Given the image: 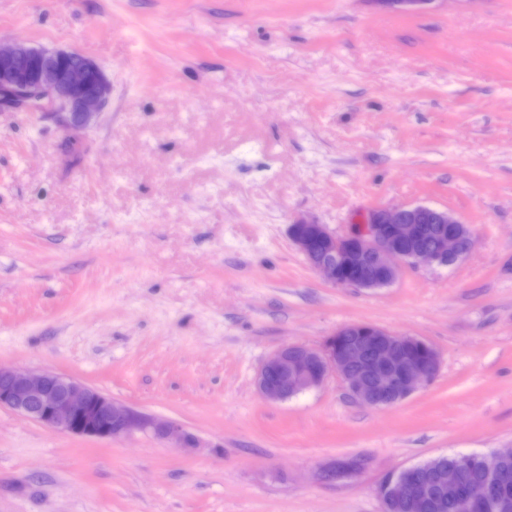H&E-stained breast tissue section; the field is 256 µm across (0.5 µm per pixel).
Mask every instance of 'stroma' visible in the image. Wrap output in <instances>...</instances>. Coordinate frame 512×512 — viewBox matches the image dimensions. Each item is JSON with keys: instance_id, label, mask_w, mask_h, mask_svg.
Listing matches in <instances>:
<instances>
[{"instance_id": "stroma-1", "label": "stroma", "mask_w": 512, "mask_h": 512, "mask_svg": "<svg viewBox=\"0 0 512 512\" xmlns=\"http://www.w3.org/2000/svg\"><path fill=\"white\" fill-rule=\"evenodd\" d=\"M0 39L84 54L112 87L77 132L0 107V365L198 442L0 408V512H383L389 472L512 447V0H0ZM418 204L473 250L374 291L289 236ZM353 323L433 345V382L383 408L334 374L260 395L275 351Z\"/></svg>"}]
</instances>
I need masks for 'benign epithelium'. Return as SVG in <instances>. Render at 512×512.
Here are the masks:
<instances>
[{
	"instance_id": "7a95c632",
	"label": "benign epithelium",
	"mask_w": 512,
	"mask_h": 512,
	"mask_svg": "<svg viewBox=\"0 0 512 512\" xmlns=\"http://www.w3.org/2000/svg\"><path fill=\"white\" fill-rule=\"evenodd\" d=\"M111 85L100 67L78 52L15 44L0 46V103L17 109L58 108L70 127H85L108 102ZM430 213L437 233L421 223ZM293 242L309 265L338 286L362 289L392 284L404 264L449 266L466 256L473 231L452 214L418 205L377 209L365 222L337 237L322 224L290 225ZM367 265L381 277L363 274ZM440 365L437 350L414 337L372 324H349L323 349L287 345L271 355L257 376V389L270 402L312 390L334 373L363 404L385 407L429 383ZM0 407L73 436L116 439L149 432L180 448L194 438L179 424L143 414L97 389L48 370L21 372L0 366ZM442 464H415L386 476L379 487L383 509L407 505L410 512H512V448L492 452L491 462L459 455L450 481Z\"/></svg>"
}]
</instances>
